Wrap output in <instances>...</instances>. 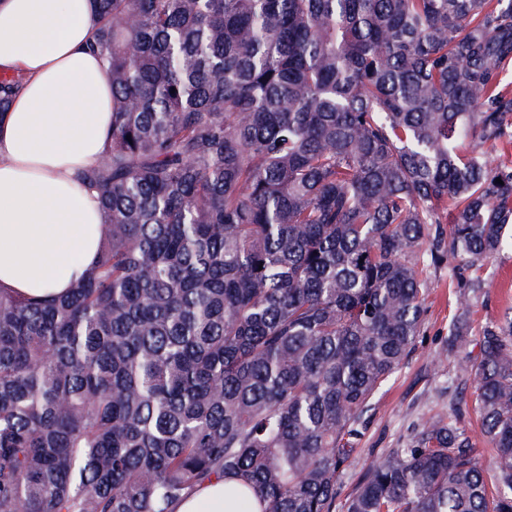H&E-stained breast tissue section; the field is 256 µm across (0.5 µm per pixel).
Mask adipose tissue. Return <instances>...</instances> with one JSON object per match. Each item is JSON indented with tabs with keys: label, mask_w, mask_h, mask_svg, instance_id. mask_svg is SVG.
<instances>
[{
	"label": "adipose tissue",
	"mask_w": 512,
	"mask_h": 512,
	"mask_svg": "<svg viewBox=\"0 0 512 512\" xmlns=\"http://www.w3.org/2000/svg\"><path fill=\"white\" fill-rule=\"evenodd\" d=\"M95 20L92 0H0V73L24 77L0 115V287L28 297L66 294L106 231L75 177L112 137Z\"/></svg>",
	"instance_id": "1"
}]
</instances>
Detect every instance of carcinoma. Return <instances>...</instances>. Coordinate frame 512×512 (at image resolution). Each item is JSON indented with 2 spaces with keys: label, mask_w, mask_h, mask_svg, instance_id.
I'll return each instance as SVG.
<instances>
[{
  "label": "carcinoma",
  "mask_w": 512,
  "mask_h": 512,
  "mask_svg": "<svg viewBox=\"0 0 512 512\" xmlns=\"http://www.w3.org/2000/svg\"><path fill=\"white\" fill-rule=\"evenodd\" d=\"M94 2L108 231L68 295L0 288V512H512V307L459 362L490 462L430 420L337 501L423 268L512 246V0ZM176 512H229L224 503V479L214 480L176 506Z\"/></svg>",
  "instance_id": "obj_1"
}]
</instances>
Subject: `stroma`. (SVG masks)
Returning <instances> with one entry per match:
<instances>
[{
  "mask_svg": "<svg viewBox=\"0 0 512 512\" xmlns=\"http://www.w3.org/2000/svg\"><path fill=\"white\" fill-rule=\"evenodd\" d=\"M483 287L477 295L459 288L449 265L427 268L426 312L420 335L401 368L374 396L363 433L340 484L350 494L360 473L389 449L401 447L414 428L432 417L458 420L471 438L474 453L486 458L488 444L479 435L471 403L473 376L461 375L458 360L478 357L483 330L504 306H512V249L485 260ZM466 313L470 330L456 345L448 343V323Z\"/></svg>",
  "mask_w": 512,
  "mask_h": 512,
  "instance_id": "35a3bbf8",
  "label": "stroma"
}]
</instances>
